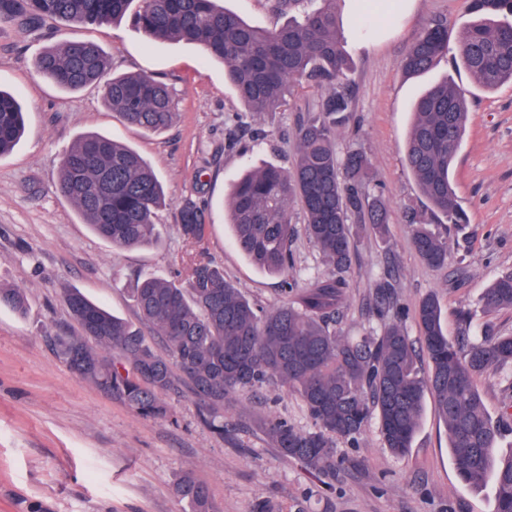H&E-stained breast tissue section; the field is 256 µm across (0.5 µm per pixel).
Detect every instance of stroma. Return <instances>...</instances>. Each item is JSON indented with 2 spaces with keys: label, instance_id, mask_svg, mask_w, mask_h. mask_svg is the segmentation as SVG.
I'll return each instance as SVG.
<instances>
[{
  "label": "stroma",
  "instance_id": "obj_1",
  "mask_svg": "<svg viewBox=\"0 0 512 512\" xmlns=\"http://www.w3.org/2000/svg\"><path fill=\"white\" fill-rule=\"evenodd\" d=\"M247 21L273 28L288 21L273 0H220ZM352 69L343 80L352 96L350 119L336 136V152L365 153L368 193H383L389 218L384 234L352 216L356 262L347 273L336 318L342 336L378 325L372 315L380 285L401 314L410 337L417 304L434 297L449 336L491 331L512 336V310L489 313L481 298L512 270V82L488 92L458 69L457 36L473 15L469 0H337ZM448 23V54L424 74L407 75L401 60L432 20ZM68 39H90L110 57L116 74H143L170 88L176 117L160 133L125 123L97 88L68 92L42 78L36 58ZM465 95L469 120L452 167V183L469 221L433 215L405 148L416 97L442 79ZM0 88L13 92L26 114V132L0 157V286L23 289L26 314L0 307V512H192L173 492L190 474L206 486L216 512H494L493 485L464 484L448 448V432L432 396H425L413 445L402 457L385 448L376 426L353 441H337L335 464L312 473L285 456L257 422L281 420L308 431L313 423L287 388L267 384L230 396L213 434L189 389L166 394L162 419L138 415L67 369L55 356V337L77 326L62 298L79 289L113 314L136 321L128 287L142 273L178 280L187 246L180 211L194 202L207 225L205 248L225 279L258 306L286 298V285L303 287L329 273L297 224L285 275L265 273L238 250L228 224L230 183L261 164L292 168L298 128L328 93V86L296 81L287 106L250 112L224 81V66L194 45L149 40L129 19L107 25L50 21L33 30L20 22L0 27ZM85 133L110 136L135 148L160 177L166 205L158 238L119 248L98 238L76 208L56 194L61 159ZM424 217L448 240V262L424 263L411 242V220ZM493 418L512 406V372L477 380Z\"/></svg>",
  "mask_w": 512,
  "mask_h": 512
}]
</instances>
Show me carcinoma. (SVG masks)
Instances as JSON below:
<instances>
[{
	"mask_svg": "<svg viewBox=\"0 0 512 512\" xmlns=\"http://www.w3.org/2000/svg\"><path fill=\"white\" fill-rule=\"evenodd\" d=\"M301 15L274 28L248 23L218 0H0V23L29 26L49 20L108 24L132 13L135 29L147 38L201 47L224 64V78L252 112L274 111L287 103L291 83L300 78L333 84L349 69V56L336 16V0H277ZM477 19L458 38L462 67L481 87L512 81V5L504 0H472ZM448 51V22L437 20L407 49L402 70L419 74ZM38 73L58 87L78 91L96 86L106 104L128 124L150 132L173 120L168 87L142 75L106 78L107 52L97 43L74 39L44 49ZM352 101L335 90L298 132L293 170L255 167L229 190L230 221L238 249L268 274L288 264L294 236L290 205L298 202L306 233L331 271L312 280L290 300L265 313L224 280V269L207 256L206 224L197 206L186 204L180 232L189 247L184 284L138 276L130 289L140 325L108 311L76 289L64 301L79 333L58 336L55 350L74 374L137 414L164 418L161 396L173 390L178 367L203 406L207 428L224 435V399L278 382L293 389L314 421L299 431L281 421L265 424L284 454L311 470H323L336 456V440H354L376 420L384 446L395 455L412 447L426 393L434 396L448 429L458 476L468 486L493 483L495 512L512 510V455L496 459L507 424L493 420L474 377L512 366V336L448 338L440 305L424 299L415 310L418 339L391 317L393 303L380 292L375 315L380 332L341 336L334 320L343 304L344 274L353 264L349 221L363 215L373 231L387 223L380 195L362 191L370 160L360 152L344 160L336 154L338 129ZM468 106L451 82L438 84L415 101L405 161L432 209L449 224L468 216L450 181V164L460 147ZM25 129L19 101L0 89V156L11 152ZM56 191L72 202L98 237L116 247L136 248L158 237L157 211L165 204L157 175L133 148L88 133L61 161ZM412 242L430 265L448 260V242L425 224H413ZM0 306L27 309L25 294L0 287ZM488 311L512 310V272L485 290ZM149 328L163 341L158 353L146 337ZM429 372L417 368L419 354ZM175 494L195 512H213L206 487L192 476L175 483Z\"/></svg>",
	"mask_w": 512,
	"mask_h": 512,
	"instance_id": "carcinoma-1",
	"label": "carcinoma"
}]
</instances>
